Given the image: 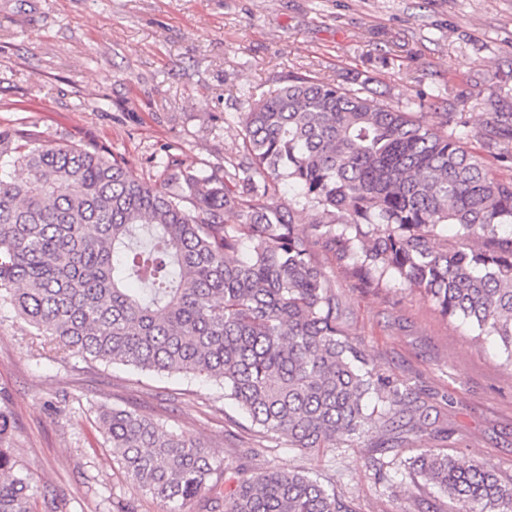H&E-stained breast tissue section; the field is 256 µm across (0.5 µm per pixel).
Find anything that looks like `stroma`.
Returning a JSON list of instances; mask_svg holds the SVG:
<instances>
[{
	"mask_svg": "<svg viewBox=\"0 0 512 512\" xmlns=\"http://www.w3.org/2000/svg\"><path fill=\"white\" fill-rule=\"evenodd\" d=\"M357 73L392 107L485 111L512 99V0H0V129L93 141L158 178L179 148L196 167L235 157L249 94L288 76ZM351 338L379 373L409 385L427 434L386 450L357 438L304 452L258 433L213 380L59 358L0 301V394L34 474L33 512H167L112 455L100 407L128 409L223 457L229 471L303 468L352 512H469L404 467L423 449L512 475V368L404 291L354 288L327 254Z\"/></svg>",
	"mask_w": 512,
	"mask_h": 512,
	"instance_id": "obj_1",
	"label": "stroma"
}]
</instances>
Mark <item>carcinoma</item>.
Instances as JSON below:
<instances>
[{
    "label": "carcinoma",
    "instance_id": "cac0c4a2",
    "mask_svg": "<svg viewBox=\"0 0 512 512\" xmlns=\"http://www.w3.org/2000/svg\"><path fill=\"white\" fill-rule=\"evenodd\" d=\"M348 82L296 74L247 97L242 160L210 169L166 152L160 181L94 142L0 132V301L63 354L220 385L263 432L320 451L415 421L412 389L349 337L322 249L354 287L401 285L491 338L512 367V112L428 123ZM25 177L18 180L14 173ZM294 195L272 204L280 188ZM312 212L303 227L295 214ZM238 223H227L226 216ZM455 228L448 235V226ZM112 455L143 495L181 512H352L303 469L244 473L130 410H104ZM0 409V512H32L33 477ZM407 468L450 500L512 512V477L425 449ZM466 146L472 151L477 152L485 158L487 166L493 170L500 178H512V167L502 165L494 155L487 153L483 147L482 141L477 136H469L466 140Z\"/></svg>",
    "mask_w": 512,
    "mask_h": 512
}]
</instances>
